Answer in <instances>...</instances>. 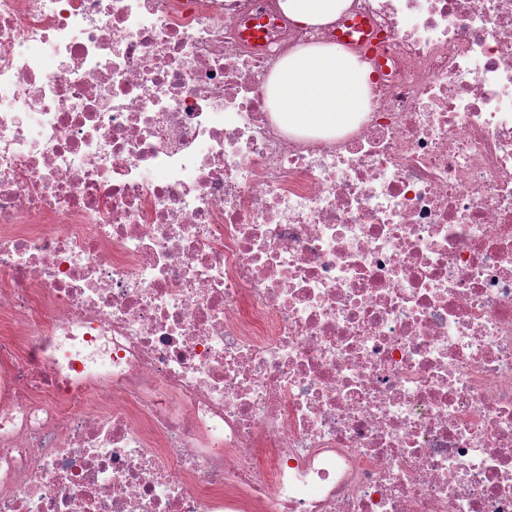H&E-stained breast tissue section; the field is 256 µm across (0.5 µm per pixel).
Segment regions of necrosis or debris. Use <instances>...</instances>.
Returning <instances> with one entry per match:
<instances>
[{
  "label": "necrosis or debris",
  "mask_w": 512,
  "mask_h": 512,
  "mask_svg": "<svg viewBox=\"0 0 512 512\" xmlns=\"http://www.w3.org/2000/svg\"><path fill=\"white\" fill-rule=\"evenodd\" d=\"M1 330L0 512H512V0H0ZM279 9L297 24L314 27L333 21L350 0H277ZM269 107L295 134L336 135L355 128L367 97V72L336 43L299 46L276 66Z\"/></svg>",
  "instance_id": "necrosis-or-debris-1"
}]
</instances>
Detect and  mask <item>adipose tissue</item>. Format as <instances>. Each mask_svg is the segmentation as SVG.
Instances as JSON below:
<instances>
[{
  "label": "adipose tissue",
  "instance_id": "obj_1",
  "mask_svg": "<svg viewBox=\"0 0 512 512\" xmlns=\"http://www.w3.org/2000/svg\"><path fill=\"white\" fill-rule=\"evenodd\" d=\"M297 24L333 21L350 0H277ZM269 107L280 125L295 134L333 135L355 128L367 97V72L333 43L297 47L276 66L269 83Z\"/></svg>",
  "mask_w": 512,
  "mask_h": 512
}]
</instances>
